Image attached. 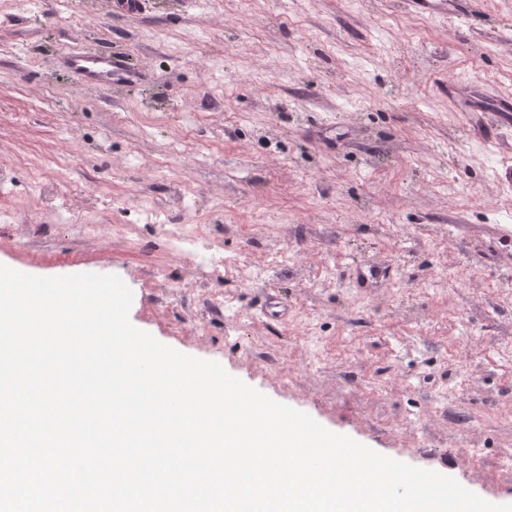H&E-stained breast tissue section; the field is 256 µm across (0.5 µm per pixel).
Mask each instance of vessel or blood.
<instances>
[{"mask_svg": "<svg viewBox=\"0 0 512 512\" xmlns=\"http://www.w3.org/2000/svg\"><path fill=\"white\" fill-rule=\"evenodd\" d=\"M66 71L78 76L87 86L108 88L114 85L135 86L146 78L144 71L131 66L125 53L104 49L95 53L70 50L62 57ZM466 119L472 130L482 138L498 140L512 126V95L497 94L487 102L468 106ZM385 263L359 261L349 272L350 279L365 287L370 275L387 272Z\"/></svg>", "mask_w": 512, "mask_h": 512, "instance_id": "1", "label": "vessel or blood"}]
</instances>
